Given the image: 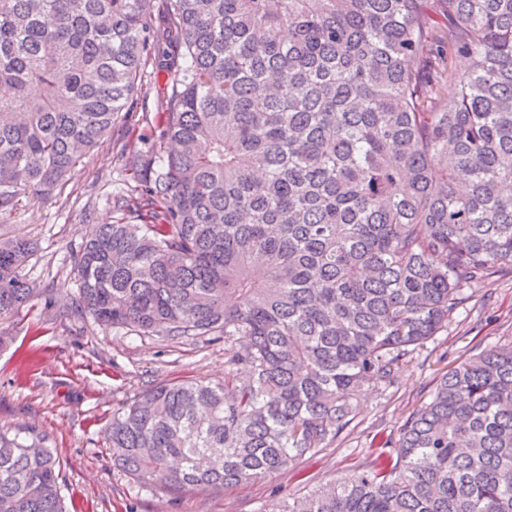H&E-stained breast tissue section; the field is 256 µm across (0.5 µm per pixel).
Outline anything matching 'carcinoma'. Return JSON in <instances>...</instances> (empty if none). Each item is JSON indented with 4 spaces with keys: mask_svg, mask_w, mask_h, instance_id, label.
<instances>
[{
    "mask_svg": "<svg viewBox=\"0 0 512 512\" xmlns=\"http://www.w3.org/2000/svg\"><path fill=\"white\" fill-rule=\"evenodd\" d=\"M170 37L159 132L74 272L100 326L224 339V379L148 387L108 424L114 465L178 492L336 443L512 272V0H0V213L62 189ZM34 251L0 241V316L43 294ZM379 447L284 512H512V342ZM0 512H68L47 433L0 428Z\"/></svg>",
    "mask_w": 512,
    "mask_h": 512,
    "instance_id": "obj_1",
    "label": "carcinoma"
}]
</instances>
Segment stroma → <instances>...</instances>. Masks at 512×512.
Here are the masks:
<instances>
[{
  "label": "stroma",
  "mask_w": 512,
  "mask_h": 512,
  "mask_svg": "<svg viewBox=\"0 0 512 512\" xmlns=\"http://www.w3.org/2000/svg\"><path fill=\"white\" fill-rule=\"evenodd\" d=\"M166 80L160 61L149 64L130 107L62 192L45 199L24 190L14 211L0 215V235L37 242L22 272L46 292L0 318V334L13 339L0 350V426L25 424L49 434L68 512H278L285 494L352 474L371 456L373 438L397 434L442 372L512 340V274L478 287L447 331L402 369L395 388L363 395L349 431L331 447L245 486L177 495L138 488L112 464L106 428L113 410L160 382L223 379L224 344L124 334L67 307L77 292L73 257L92 225L112 222L111 199L128 174L124 145L149 133L164 111Z\"/></svg>",
  "instance_id": "obj_1"
}]
</instances>
